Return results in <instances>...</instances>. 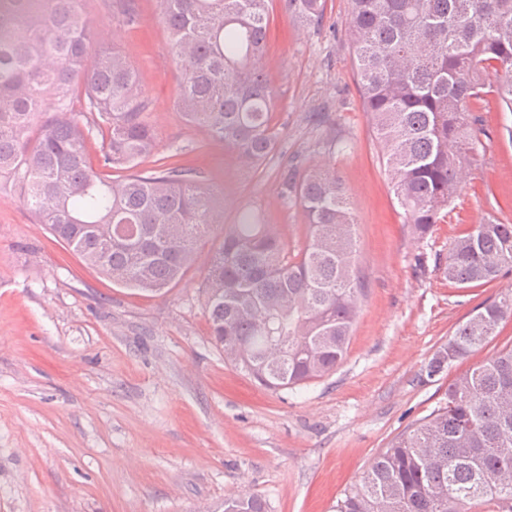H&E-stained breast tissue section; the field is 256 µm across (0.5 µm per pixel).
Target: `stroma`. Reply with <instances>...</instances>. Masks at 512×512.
<instances>
[{"label":"stroma","mask_w":512,"mask_h":512,"mask_svg":"<svg viewBox=\"0 0 512 512\" xmlns=\"http://www.w3.org/2000/svg\"><path fill=\"white\" fill-rule=\"evenodd\" d=\"M133 3L132 27L110 0L83 9L141 75L157 142L142 169L176 155L213 189L224 223L252 210L297 250L305 218L279 194L281 164L334 167L352 204L365 298L336 370L266 390L211 340L200 288L210 245L178 285L140 293L87 267L0 186V512H201L244 492L269 512H335L384 448L444 405L449 383L512 344L511 320L469 359L426 373L460 321L512 290V274L464 290L440 272L457 236L512 220V112L485 94L467 177L447 217L418 239L364 110L346 36L351 0H325L317 26L274 8L264 65L284 150L256 171L175 111L180 73L158 0ZM313 112L332 114L349 151L325 153Z\"/></svg>","instance_id":"35a3bbf8"}]
</instances>
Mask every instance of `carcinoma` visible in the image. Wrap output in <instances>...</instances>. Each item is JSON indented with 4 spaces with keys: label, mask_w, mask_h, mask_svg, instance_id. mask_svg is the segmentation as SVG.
Returning <instances> with one entry per match:
<instances>
[{
    "label": "carcinoma",
    "mask_w": 512,
    "mask_h": 512,
    "mask_svg": "<svg viewBox=\"0 0 512 512\" xmlns=\"http://www.w3.org/2000/svg\"><path fill=\"white\" fill-rule=\"evenodd\" d=\"M83 0H0V180L36 222L125 288L162 293L213 241L205 312L224 358L259 386L294 388L344 359L365 294L345 184L326 166L286 164L280 195L301 208L305 246L288 252L274 224L245 210L222 226L188 165L142 171L155 148L149 104L127 56L104 42ZM270 0H159L181 81L175 107L259 169L279 150L277 91L259 59ZM308 25L324 0H281ZM365 110L412 233L422 238L457 193L476 133L465 114L495 93L512 112V0H352L348 28ZM330 154L348 148L314 112ZM102 139V167L88 153ZM512 273V224H477L450 244L442 274L462 289ZM512 319V295L479 305L430 359L433 377L482 349ZM512 512V347L448 385V402L401 434L344 493L336 512ZM207 512H268L242 493Z\"/></svg>",
    "instance_id": "cac0c4a2"
}]
</instances>
